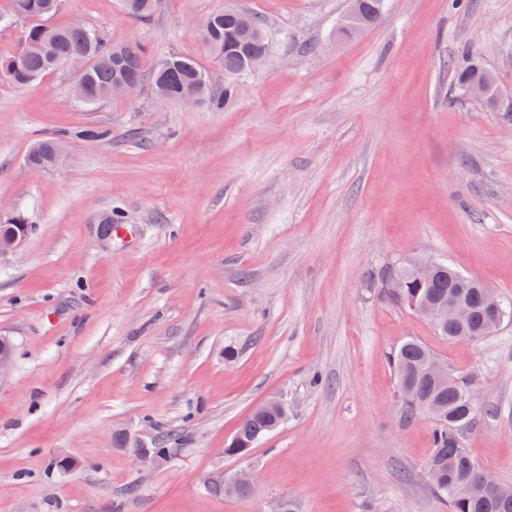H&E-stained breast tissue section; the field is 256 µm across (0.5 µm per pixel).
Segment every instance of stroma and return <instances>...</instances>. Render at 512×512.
Listing matches in <instances>:
<instances>
[{"label":"stroma","mask_w":512,"mask_h":512,"mask_svg":"<svg viewBox=\"0 0 512 512\" xmlns=\"http://www.w3.org/2000/svg\"><path fill=\"white\" fill-rule=\"evenodd\" d=\"M225 5L261 16L273 51L224 109L146 89L88 107L65 69L0 81V210L32 226L0 253V512H448L431 421L400 418L388 354L409 337L478 375L467 446L512 484V322L451 343L367 285L428 254L512 302V121L453 93L472 61L512 91V0H386L343 40L349 0H162L146 22L63 0L53 21L221 85L200 28ZM57 136L63 161L30 170ZM272 396L285 423L225 456ZM164 429L171 460L136 463ZM242 470L249 496L204 484Z\"/></svg>","instance_id":"1"}]
</instances>
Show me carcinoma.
<instances>
[{"label": "carcinoma", "mask_w": 512, "mask_h": 512, "mask_svg": "<svg viewBox=\"0 0 512 512\" xmlns=\"http://www.w3.org/2000/svg\"><path fill=\"white\" fill-rule=\"evenodd\" d=\"M122 9L133 19L144 21L153 16L161 0H119ZM62 0H11V11L0 14V23L11 20L30 22L17 51L0 57V81L17 87L28 86L45 75L55 72L73 55L87 61L82 74L83 103L95 105L112 97V87L120 80H151V85L169 92L199 90L201 104L221 110L236 93L235 85L219 88L207 69L195 58L173 53L158 57L150 71L143 66L144 48L138 43H115L99 29L72 24L56 26L49 19L61 8ZM364 18L375 20L384 10V0H357ZM263 33L259 37L243 33L234 11L218 9L203 22L202 38L213 59L227 78L250 72L253 60L268 53L267 29L255 19ZM61 144L54 138L31 146L26 160L46 168L60 159ZM466 275L448 262H442L438 272L426 281L417 280L404 265L389 264L383 268L370 287L384 288L387 280H400L392 302L412 311L423 303H444L448 294L458 292L473 309L472 320L463 325L450 323L435 333L450 342L461 337L483 338L481 324L485 320L482 288L465 282ZM435 354L422 342L408 338L389 354L396 375L401 416L410 423L426 417L433 424L431 451L426 471L434 492L448 501L449 512H512V497L504 498L499 491L483 481L484 470L468 451L465 434L472 426L478 404H469L471 392L477 388L472 374H455L451 383H438L428 365ZM281 420L272 409H256L238 424L235 435L224 448V454L243 456L271 434ZM175 434L162 432L155 447L142 448L150 456L173 452Z\"/></svg>", "instance_id": "obj_1"}]
</instances>
